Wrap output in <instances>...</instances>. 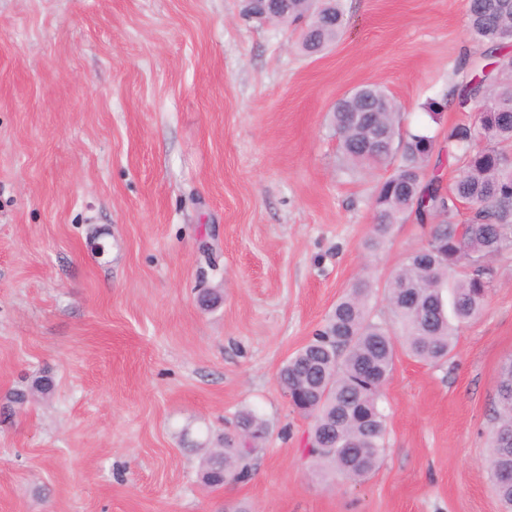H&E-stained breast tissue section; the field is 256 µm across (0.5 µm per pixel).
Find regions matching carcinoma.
Returning a JSON list of instances; mask_svg holds the SVG:
<instances>
[{
	"label": "carcinoma",
	"mask_w": 512,
	"mask_h": 512,
	"mask_svg": "<svg viewBox=\"0 0 512 512\" xmlns=\"http://www.w3.org/2000/svg\"><path fill=\"white\" fill-rule=\"evenodd\" d=\"M301 25L299 46L308 56L334 44L347 23L343 0H288L287 19ZM468 30L482 49L465 81L450 96L461 111L475 110L470 124L448 128V159L458 167L453 183L425 178L431 159L442 164L437 137L419 128L400 131L399 112L385 89L368 85L337 102L332 124L344 159L354 167L391 168L372 200L378 247L395 224L413 219L430 227L425 243L409 251L385 285L392 323L370 318L374 282L357 279L336 302L324 325L279 371L287 396L308 402L313 418L311 452L316 467L349 481L366 478L385 451L386 415L379 406L398 349L420 362L448 359L459 325L478 317L496 280L493 260L512 251V0H469ZM470 206L464 233L454 218L458 205ZM51 377L33 379L9 402L24 407L47 399ZM266 432L254 411L238 413L224 430V448L200 449L199 478L210 490L251 476V452L234 432ZM512 429V400L498 404L495 429ZM489 471L503 512H512V488L499 484L496 469L504 454L489 438Z\"/></svg>",
	"instance_id": "carcinoma-1"
}]
</instances>
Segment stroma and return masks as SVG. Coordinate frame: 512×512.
I'll return each mask as SVG.
<instances>
[{
  "instance_id": "35a3bbf8",
  "label": "stroma",
  "mask_w": 512,
  "mask_h": 512,
  "mask_svg": "<svg viewBox=\"0 0 512 512\" xmlns=\"http://www.w3.org/2000/svg\"><path fill=\"white\" fill-rule=\"evenodd\" d=\"M468 3L344 0L340 40L309 57L244 0H0V512H501L511 252L448 360L398 355L362 481L313 472L278 383L348 286L384 287L428 232L366 249L382 172L345 162L334 105L378 84L403 127L468 120L427 110L479 53ZM41 374L52 396L6 411ZM242 409L267 426L252 476L206 489L187 446ZM501 428H511L512 429V400L507 401L502 396V401L498 404L497 410V425L495 426V430H499ZM494 430V431H495ZM494 431L491 433L489 438V444L492 448L490 459H489V471L491 475V480L493 482V486L497 497L501 503L503 512H512V488L500 486L497 478L496 469L499 468L502 464L504 454L503 449L505 448V458L512 457V431L510 432H501L498 434V440L502 448H500L494 437ZM512 458L510 459V463Z\"/></svg>"
}]
</instances>
